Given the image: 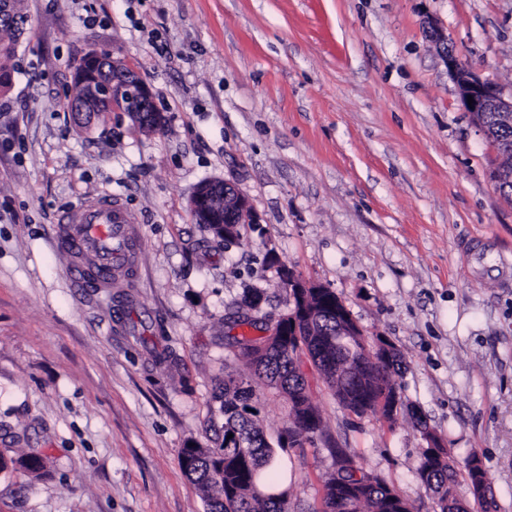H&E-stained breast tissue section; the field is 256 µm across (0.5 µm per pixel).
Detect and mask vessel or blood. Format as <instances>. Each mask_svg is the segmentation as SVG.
<instances>
[{"mask_svg": "<svg viewBox=\"0 0 512 512\" xmlns=\"http://www.w3.org/2000/svg\"><path fill=\"white\" fill-rule=\"evenodd\" d=\"M59 244L80 256L70 276L78 287L108 288L130 267L135 246L133 219L120 202L105 197L64 213Z\"/></svg>", "mask_w": 512, "mask_h": 512, "instance_id": "vessel-or-blood-1", "label": "vessel or blood"}]
</instances>
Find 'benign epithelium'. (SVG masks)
Instances as JSON below:
<instances>
[{
  "label": "benign epithelium",
  "mask_w": 512,
  "mask_h": 512,
  "mask_svg": "<svg viewBox=\"0 0 512 512\" xmlns=\"http://www.w3.org/2000/svg\"><path fill=\"white\" fill-rule=\"evenodd\" d=\"M428 33L441 49L442 58L457 85L458 96L465 111L471 115L476 112H499L503 120L512 122V95L505 96L495 83L473 73L459 54L448 46V35L436 23L428 22ZM107 63L112 65L110 86L100 79V71ZM75 79L84 87L82 103L72 107L75 115L92 114L103 107L124 112L129 103L135 100L139 109H131L130 114L143 130L152 132L162 126L150 85L135 72L124 70L123 63L114 58L110 50H91L79 66ZM470 97L474 100L472 104L468 103ZM190 207L198 223L221 232L225 231L228 224L259 223L247 197L229 182L209 181L199 185L191 197ZM269 259L276 264L280 278L288 288L299 292L322 288V284L298 276L274 253H269ZM313 315L314 312L305 307L289 310L279 318L278 323L269 327L268 335H282L281 323L286 322L288 335L299 336L300 325L311 320Z\"/></svg>",
  "instance_id": "1"
}]
</instances>
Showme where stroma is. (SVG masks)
<instances>
[{"label": "stroma", "instance_id": "stroma-1", "mask_svg": "<svg viewBox=\"0 0 512 512\" xmlns=\"http://www.w3.org/2000/svg\"><path fill=\"white\" fill-rule=\"evenodd\" d=\"M18 70L0 95V512H205L182 448L219 447L213 399L246 377L227 338L245 289L288 307L269 252L388 338L395 380L456 461L477 454L512 512V201L496 150L461 106L425 32L445 31L481 78L512 92V0H21ZM105 46L153 89L147 134L124 112L69 109L72 67ZM227 181L259 217L224 242L189 201ZM112 196L135 218L128 278L78 288L61 215ZM141 319L174 362L128 331ZM331 438L408 501L438 512L404 413L352 415L315 368ZM324 438L280 454L288 512H317L335 461Z\"/></svg>", "mask_w": 512, "mask_h": 512}]
</instances>
